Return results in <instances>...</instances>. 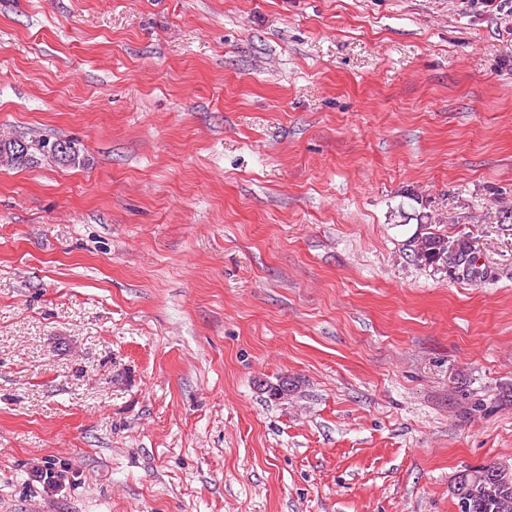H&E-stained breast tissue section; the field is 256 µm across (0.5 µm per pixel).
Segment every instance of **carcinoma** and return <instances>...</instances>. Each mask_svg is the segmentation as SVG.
I'll list each match as a JSON object with an SVG mask.
<instances>
[{"label": "carcinoma", "instance_id": "1", "mask_svg": "<svg viewBox=\"0 0 512 512\" xmlns=\"http://www.w3.org/2000/svg\"><path fill=\"white\" fill-rule=\"evenodd\" d=\"M56 161L67 164L76 159L68 142L57 141L43 150ZM0 162L14 168L34 163L28 144L21 140L0 141ZM468 235L448 236L425 232L409 241L413 261L431 267L473 269L474 256ZM462 491L471 502L470 512H512V466L500 463L470 467L456 477L454 492Z\"/></svg>", "mask_w": 512, "mask_h": 512}]
</instances>
